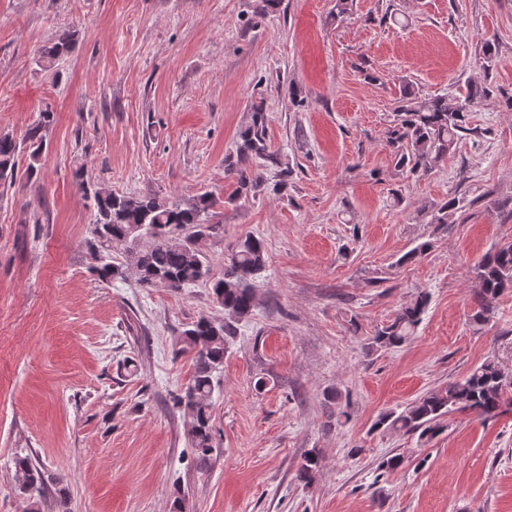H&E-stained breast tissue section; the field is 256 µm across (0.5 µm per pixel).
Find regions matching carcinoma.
<instances>
[{"mask_svg": "<svg viewBox=\"0 0 512 512\" xmlns=\"http://www.w3.org/2000/svg\"><path fill=\"white\" fill-rule=\"evenodd\" d=\"M76 42L75 32L62 30L44 45L36 64L48 68L65 59ZM487 94L482 85H470L465 95L451 106L448 96L418 97L403 90L397 106L396 120L386 131V143L394 155L395 167L407 177L431 174L457 141L472 131L469 112ZM268 115L262 107L252 106L246 125L235 142V153L225 158L227 175L233 177L232 191L219 197L211 192L201 194L192 203L156 195H121L97 186L93 189L94 212L89 224V245L96 261L94 271L102 280L133 282L142 288L162 285L180 290L204 282L209 285L224 314L231 319L250 315L255 302V288L266 270V246L262 239L247 235L239 239L224 256V274L212 275L210 261L200 242L212 233L209 224L214 209L221 203L233 204L263 191L262 173L247 167L261 160L278 168L280 184L288 179V163L270 150ZM54 122L48 108L39 114L38 122L16 139L0 135V186L13 184L17 175V159L22 149L29 151L28 173L37 172L43 148V131ZM471 202L463 196L427 208L430 223L446 226L455 223L457 214ZM475 288L476 322L489 321L491 303L512 288V241L495 245L468 270ZM429 304V294L419 293L401 306L393 319L375 331L367 343L368 351L386 350L405 344L414 335ZM233 325L201 315L187 325L178 338V354L189 353L195 366L191 382L183 393L175 396L187 423V437L197 458L205 461L213 450V393L220 386L218 374L224 368V356ZM512 404V379L494 361H485L463 379L427 392L399 414L386 413L376 427L417 433L431 438L441 430V420L455 411H471L490 416L501 406ZM18 490L28 496L29 512H42L47 492L41 472L28 457L14 460ZM319 467L318 455H307L299 468V477L310 481Z\"/></svg>", "mask_w": 512, "mask_h": 512, "instance_id": "1", "label": "carcinoma"}]
</instances>
